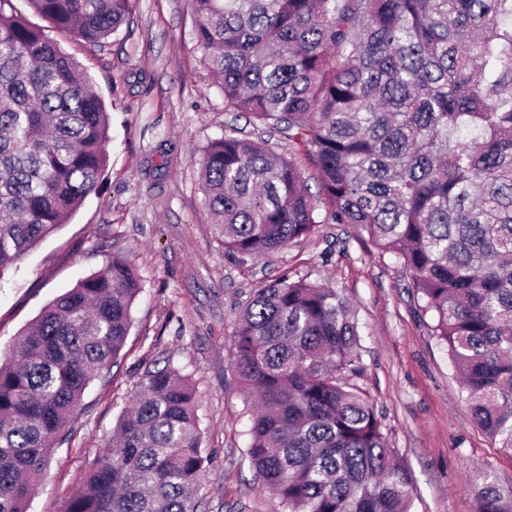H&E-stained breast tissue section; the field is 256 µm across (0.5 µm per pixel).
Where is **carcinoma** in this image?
Returning <instances> with one entry per match:
<instances>
[{
  "instance_id": "cac0c4a2",
  "label": "carcinoma",
  "mask_w": 512,
  "mask_h": 512,
  "mask_svg": "<svg viewBox=\"0 0 512 512\" xmlns=\"http://www.w3.org/2000/svg\"><path fill=\"white\" fill-rule=\"evenodd\" d=\"M96 50L135 0H28ZM224 109L303 148L233 132L201 158L224 249L261 257L349 224L410 279L474 424L512 453V0H191ZM109 115L78 62L0 0V275L101 191ZM132 265L57 296L0 362V512L31 489L85 390L119 355ZM252 409L247 457L277 512H411L412 476L373 406L341 377L359 356L342 290L282 276L232 332ZM190 378L149 372L64 512H203L211 458ZM477 512H512L489 481Z\"/></svg>"
}]
</instances>
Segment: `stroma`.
<instances>
[{
  "mask_svg": "<svg viewBox=\"0 0 512 512\" xmlns=\"http://www.w3.org/2000/svg\"><path fill=\"white\" fill-rule=\"evenodd\" d=\"M110 115L103 188L68 224L0 277V352L56 296L104 269L134 265L141 291L132 327L109 371L85 391L41 475L28 512H63L137 385L170 365L189 375L213 460L206 512H273L246 455L251 421L232 363L243 304L288 276L343 289L360 326L347 383L373 405L413 479L411 512H476L483 481L512 486V455L471 421L446 347L417 314L399 265L347 224H323L273 256L238 257L210 229L199 162L235 128L288 150L280 133L224 109L195 39L188 0H138L129 28L104 51L60 36Z\"/></svg>",
  "mask_w": 512,
  "mask_h": 512,
  "instance_id": "obj_1",
  "label": "stroma"
}]
</instances>
